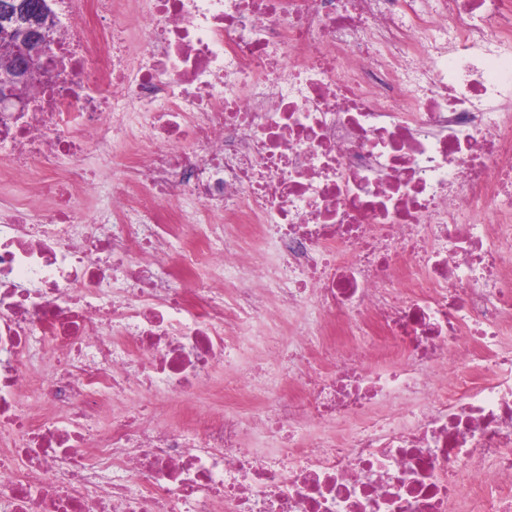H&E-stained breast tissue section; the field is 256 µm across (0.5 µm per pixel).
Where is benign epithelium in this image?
I'll return each instance as SVG.
<instances>
[{
    "mask_svg": "<svg viewBox=\"0 0 512 512\" xmlns=\"http://www.w3.org/2000/svg\"><path fill=\"white\" fill-rule=\"evenodd\" d=\"M21 0H0V24L16 38L18 66L11 69L8 84L0 86V110L23 109L27 90L33 82L45 77L49 70L48 49L54 41L56 21L46 11L44 16L28 21L21 18Z\"/></svg>",
    "mask_w": 512,
    "mask_h": 512,
    "instance_id": "benign-epithelium-1",
    "label": "benign epithelium"
}]
</instances>
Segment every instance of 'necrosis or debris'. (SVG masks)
Listing matches in <instances>:
<instances>
[{
  "instance_id": "obj_1",
  "label": "necrosis or debris",
  "mask_w": 512,
  "mask_h": 512,
  "mask_svg": "<svg viewBox=\"0 0 512 512\" xmlns=\"http://www.w3.org/2000/svg\"><path fill=\"white\" fill-rule=\"evenodd\" d=\"M52 2L0 112V512H512V0ZM292 315L305 397L215 382ZM0 23L4 31L16 38L15 48L21 62L11 69L8 84L0 86V112H10L9 108L23 109L27 101V90L33 82L44 78L49 70L48 49L54 41L56 21L50 11H44L39 19L24 21L20 14L22 1L0 0ZM0 60V79L4 70H8L19 58Z\"/></svg>"
}]
</instances>
